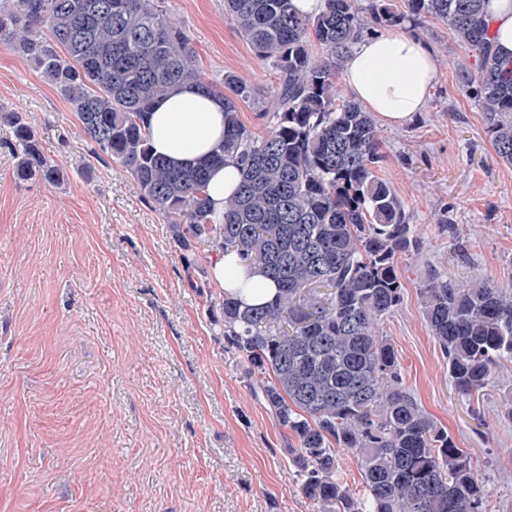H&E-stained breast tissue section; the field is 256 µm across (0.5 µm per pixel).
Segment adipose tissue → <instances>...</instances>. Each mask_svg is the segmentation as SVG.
<instances>
[{"label": "adipose tissue", "mask_w": 512, "mask_h": 512, "mask_svg": "<svg viewBox=\"0 0 512 512\" xmlns=\"http://www.w3.org/2000/svg\"><path fill=\"white\" fill-rule=\"evenodd\" d=\"M486 20L499 56L512 60V0H488ZM437 72L429 46L401 30L362 38L343 60L344 81L353 95L391 126L404 125L423 111ZM149 125L157 154L178 164H193L222 142L224 105L199 86L182 85L156 103ZM212 276L247 306L265 303L276 293L273 282L232 253L217 258Z\"/></svg>", "instance_id": "adipose-tissue-1"}]
</instances>
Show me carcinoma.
Returning <instances> with one entry per match:
<instances>
[{
    "instance_id": "obj_1",
    "label": "carcinoma",
    "mask_w": 512,
    "mask_h": 512,
    "mask_svg": "<svg viewBox=\"0 0 512 512\" xmlns=\"http://www.w3.org/2000/svg\"><path fill=\"white\" fill-rule=\"evenodd\" d=\"M485 0H326L302 17L291 0H224L225 14L275 75L268 94L226 73L205 81L186 30L165 0H0V44L25 56L70 106L99 153L120 163L169 220L185 251H236L277 294L244 307L223 294L213 319L261 380L259 398L294 440L302 490L321 512H485V478L472 457L400 381L380 326L401 303L399 257L420 250L405 204L376 175L383 161L374 115L337 94L336 76L369 29L437 20L474 52L459 79L483 112L497 158L512 165V60L492 47ZM181 84L224 101V143L205 163L175 167L154 153L148 114ZM252 103L267 132L240 119ZM9 151L20 181L59 185L63 170L20 112ZM240 167L238 189L212 218L209 169ZM423 315L469 400L512 361V287L428 271ZM356 453L366 488L339 477L336 448Z\"/></svg>"
}]
</instances>
